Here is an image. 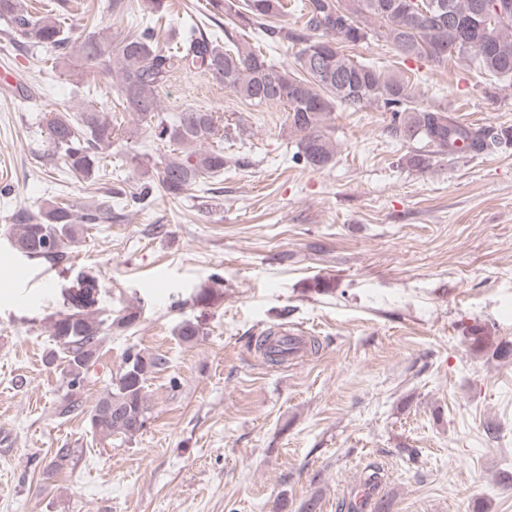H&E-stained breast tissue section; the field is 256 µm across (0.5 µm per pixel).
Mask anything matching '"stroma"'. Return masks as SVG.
Listing matches in <instances>:
<instances>
[{
  "label": "stroma",
  "mask_w": 512,
  "mask_h": 512,
  "mask_svg": "<svg viewBox=\"0 0 512 512\" xmlns=\"http://www.w3.org/2000/svg\"><path fill=\"white\" fill-rule=\"evenodd\" d=\"M168 2L163 16L120 21L25 0L78 32L152 28L163 48L195 23L296 69L300 43L241 29L215 0ZM350 53L411 76L419 104L444 105L462 125L512 130V90L469 59L403 61L376 39ZM55 56L21 47L0 21V65L17 80L0 86V512H299L313 497L320 512H348L347 490L372 476L386 512H512V359L469 339L476 328L512 344V145L436 153L422 170L408 159L425 144L392 137L391 113L338 107L326 121L336 162L314 169L294 158L285 106L250 105L193 70L161 90L163 110L209 108L245 133L225 141L223 173L140 204L128 159L161 164L170 144L125 116L132 134L104 159L110 180L88 188L43 116L101 105L117 79L102 65L84 86ZM102 191L121 195V221L86 225L63 260L12 248L18 212L53 200L82 213ZM82 274L99 282L102 318L133 309L138 319L106 328L78 413L45 355ZM208 285L203 309L193 297ZM198 318L203 335L181 342L180 323ZM271 327L304 328L320 348L270 365L254 341ZM131 348L164 364L146 382L144 427L105 438L86 409ZM61 448L67 460L50 468Z\"/></svg>",
  "instance_id": "obj_1"
}]
</instances>
